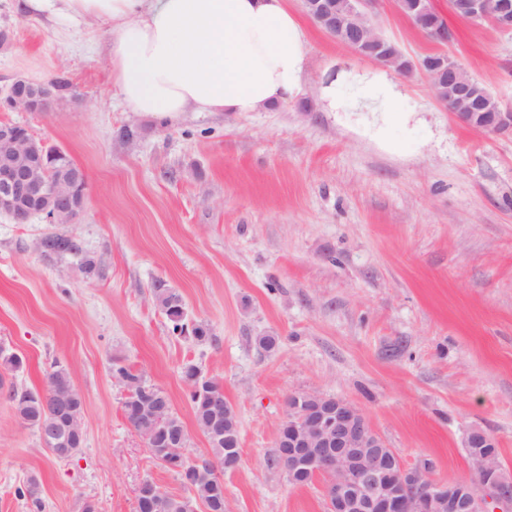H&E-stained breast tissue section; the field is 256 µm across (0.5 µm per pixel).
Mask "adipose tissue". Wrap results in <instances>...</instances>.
I'll return each mask as SVG.
<instances>
[{
    "label": "adipose tissue",
    "instance_id": "1",
    "mask_svg": "<svg viewBox=\"0 0 512 512\" xmlns=\"http://www.w3.org/2000/svg\"><path fill=\"white\" fill-rule=\"evenodd\" d=\"M25 12L112 28V85L145 114L260 112L295 96L305 34L287 0H19ZM329 112L387 119L400 96L387 74L363 76L349 101L321 90Z\"/></svg>",
    "mask_w": 512,
    "mask_h": 512
}]
</instances>
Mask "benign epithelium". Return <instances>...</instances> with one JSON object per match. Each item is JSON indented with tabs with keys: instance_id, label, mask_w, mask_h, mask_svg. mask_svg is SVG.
<instances>
[{
	"instance_id": "1",
	"label": "benign epithelium",
	"mask_w": 512,
	"mask_h": 512,
	"mask_svg": "<svg viewBox=\"0 0 512 512\" xmlns=\"http://www.w3.org/2000/svg\"><path fill=\"white\" fill-rule=\"evenodd\" d=\"M377 0H303L308 16L333 37H344L358 55L393 48L386 47L373 23ZM427 0H415L406 17L424 29ZM449 11L476 25L488 24L500 32L512 31V0H449ZM425 35L439 44L453 42L447 23L425 29ZM385 66L408 76L422 72L436 98L462 125L486 137L512 135V108L496 96L476 94L470 74L455 60H415L408 65L392 56ZM63 92L50 80L32 81L18 76L0 89V107L9 111L46 112L48 104ZM65 158L62 151L34 139L19 123L0 122V213L17 224L39 217L46 224H76L84 209L86 178L80 171L64 178L49 176L51 161ZM41 395L53 399L69 412L66 425L42 431L64 444L84 438L80 415L71 409L73 395L65 387L43 388ZM168 406L155 399L142 408L138 433L156 445L153 429L168 423ZM282 448L277 467L293 478L301 473L324 475L328 512H512V480L502 471L497 443L487 432L473 428L464 440L469 454L467 477L443 483L434 478L429 463L408 467L386 451L384 440L375 432L364 413L342 399L328 402L319 392L305 391L288 396L286 414L277 439ZM147 507L162 510L163 497L155 488L140 485Z\"/></svg>"
}]
</instances>
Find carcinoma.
Returning <instances> with one entry per match:
<instances>
[{"mask_svg":"<svg viewBox=\"0 0 512 512\" xmlns=\"http://www.w3.org/2000/svg\"><path fill=\"white\" fill-rule=\"evenodd\" d=\"M44 251L50 255H72L81 257L82 267L86 274L94 275L97 272L93 258L83 253L81 243L63 233H50L44 237ZM156 306L166 315L171 324L172 332L184 334L186 324L185 302L183 295L173 289L157 285L152 290ZM112 377L116 378L128 391L122 405L124 417L128 424H135L136 411L150 399L151 394L163 397L168 407H173L170 397L164 394L159 387L148 382L146 377L130 368L112 365ZM181 378L189 388V400L192 404L197 428L206 435L209 448L208 453L217 464L216 470H196L188 462V447L173 446L165 449L162 454H152L167 471L176 475L184 488L185 494H166L168 504L167 512H194L193 503L197 500L203 502L208 512H226L224 497L214 494L215 488L223 484L224 471L235 468L240 460V448L228 447L231 438H240V432L234 435L227 433L214 439L207 435L206 426L211 417L212 398L224 390V385L201 374V371L192 363L185 364L181 369ZM58 380L69 388H74L68 368L58 362L54 363L51 371L46 375V381ZM17 416L24 423L40 433L43 429L55 427L59 423L58 409L55 402L40 396L39 391L29 388L12 387L8 392Z\"/></svg>","mask_w":512,"mask_h":512,"instance_id":"1","label":"carcinoma"}]
</instances>
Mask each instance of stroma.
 <instances>
[{"mask_svg":"<svg viewBox=\"0 0 512 512\" xmlns=\"http://www.w3.org/2000/svg\"><path fill=\"white\" fill-rule=\"evenodd\" d=\"M456 39L432 42L380 0L378 30L413 59L439 51L512 106V36L447 12ZM306 35L298 94L262 112L129 110L115 93L109 25H66L0 0V87L16 76L65 79L48 112L0 110L86 174L79 223L17 224L0 215V512H134L153 481L179 494L124 418L113 363L170 396L190 456L205 453L185 362L224 384L240 461L224 474L232 512H327L322 479L299 486L269 466L288 395L316 391L357 406L405 465L436 479L469 472L466 433L480 428L512 478V137L459 124L422 75L399 77L386 122L326 112L321 88L348 99L383 65L319 28L288 0ZM132 138H125L124 129ZM78 239L99 268L46 256L45 235ZM178 290L205 340L173 335L153 301ZM278 337L267 352L259 336ZM82 393L85 442L60 461L15 414L10 385L41 389L54 362ZM39 483L41 508L18 496Z\"/></svg>","mask_w":512,"mask_h":512,"instance_id":"35a3bbf8","label":"stroma"}]
</instances>
